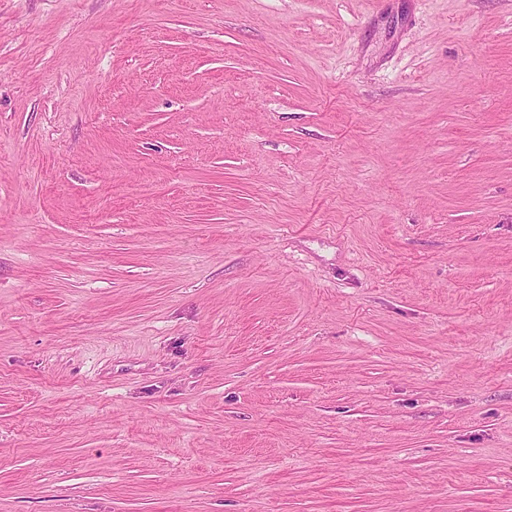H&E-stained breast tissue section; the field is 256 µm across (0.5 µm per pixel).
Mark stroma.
Returning a JSON list of instances; mask_svg holds the SVG:
<instances>
[{
	"label": "stroma",
	"instance_id": "35a3bbf8",
	"mask_svg": "<svg viewBox=\"0 0 512 512\" xmlns=\"http://www.w3.org/2000/svg\"><path fill=\"white\" fill-rule=\"evenodd\" d=\"M0 512H512V0H0Z\"/></svg>",
	"mask_w": 512,
	"mask_h": 512
}]
</instances>
